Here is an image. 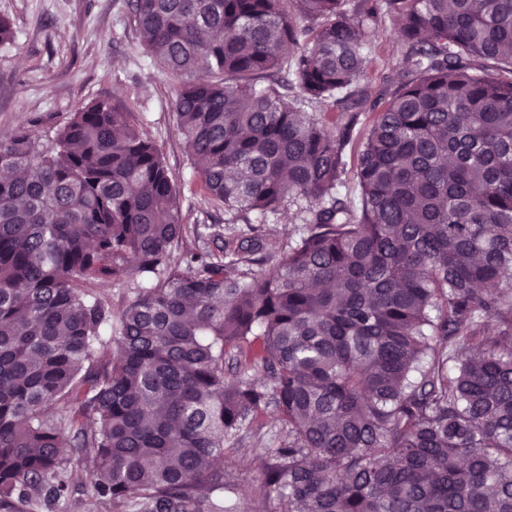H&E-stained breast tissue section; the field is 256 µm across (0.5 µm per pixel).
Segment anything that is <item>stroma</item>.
Masks as SVG:
<instances>
[{
  "label": "stroma",
  "instance_id": "1",
  "mask_svg": "<svg viewBox=\"0 0 512 512\" xmlns=\"http://www.w3.org/2000/svg\"><path fill=\"white\" fill-rule=\"evenodd\" d=\"M124 0H0V16L16 33L13 44L0 47V137L26 127L44 146L81 105L105 99L128 109L131 120L161 146L180 187L178 208L187 231L223 223L232 214L190 192L195 179L190 157L175 120L179 84L143 51L122 8ZM383 21L369 54L366 83L380 97L385 78L403 49ZM276 428L264 415L245 429L224 455L233 473L231 496L238 512H269L270 505L254 482L272 447Z\"/></svg>",
  "mask_w": 512,
  "mask_h": 512
}]
</instances>
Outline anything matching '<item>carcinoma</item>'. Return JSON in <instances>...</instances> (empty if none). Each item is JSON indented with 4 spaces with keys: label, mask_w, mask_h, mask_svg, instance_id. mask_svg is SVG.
Segmentation results:
<instances>
[{
    "label": "carcinoma",
    "mask_w": 512,
    "mask_h": 512,
    "mask_svg": "<svg viewBox=\"0 0 512 512\" xmlns=\"http://www.w3.org/2000/svg\"><path fill=\"white\" fill-rule=\"evenodd\" d=\"M125 7L181 81L203 195L306 227L285 250L209 224L236 245L177 260L178 185L129 112L0 140V512L52 508L73 469L80 512H234L225 447L268 412L273 512H512V0ZM381 16L404 53L343 194ZM135 276L115 311L99 286Z\"/></svg>",
    "instance_id": "obj_1"
}]
</instances>
